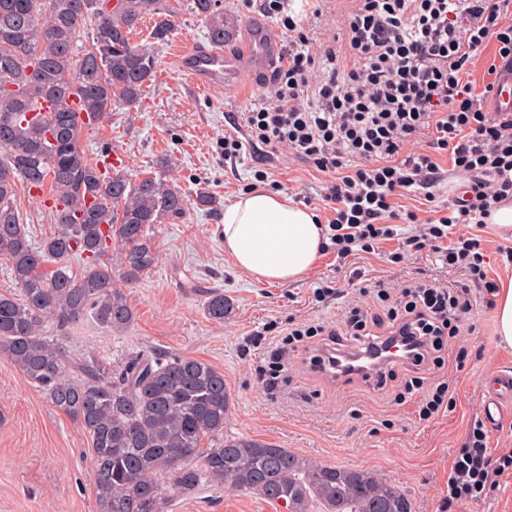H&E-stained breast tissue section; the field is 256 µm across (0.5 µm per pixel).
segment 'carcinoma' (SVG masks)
Returning a JSON list of instances; mask_svg holds the SVG:
<instances>
[{
    "instance_id": "obj_1",
    "label": "carcinoma",
    "mask_w": 512,
    "mask_h": 512,
    "mask_svg": "<svg viewBox=\"0 0 512 512\" xmlns=\"http://www.w3.org/2000/svg\"><path fill=\"white\" fill-rule=\"evenodd\" d=\"M0 0V259L17 292L0 293V360L65 413L88 438L98 512H168L205 483L253 493L287 512H412L398 485L372 469L304 458L276 445L224 437L230 394L224 374L189 356L146 352L117 366L74 357L65 335L85 321L113 333L134 319L119 283L156 266L148 234L179 218L187 200L162 176L109 177L83 146L118 102L136 104L157 68L129 35L147 15L164 43L176 21L167 0ZM211 43L229 37L222 0H193ZM94 27L86 28L88 18ZM88 45H83V40ZM47 112L32 114L40 102ZM52 201L54 229L32 242L15 206L17 183ZM78 261L75 268L72 261ZM53 266L46 273L43 267ZM218 322L222 292L205 300ZM210 447H201L204 439Z\"/></svg>"
}]
</instances>
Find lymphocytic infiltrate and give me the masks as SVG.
Returning <instances> with one entry per match:
<instances>
[{
    "mask_svg": "<svg viewBox=\"0 0 512 512\" xmlns=\"http://www.w3.org/2000/svg\"><path fill=\"white\" fill-rule=\"evenodd\" d=\"M245 2L276 19L288 48L263 80L270 102L243 115L245 136L225 133V159L245 164L265 181L267 171L244 150L259 144L328 175L320 197L331 213L326 234L339 260L374 253L395 236L396 225L410 224L413 232L389 254L390 262L431 253L468 277L451 286L418 279L398 288L380 280L371 292L352 272L346 287H357L359 298L347 305L340 323L289 328L269 350V363L275 375L282 372L316 336L361 345L403 337L412 354L404 393L418 397L420 420H433L454 404L455 391L449 380L425 384L423 371L444 367L447 340L459 336L477 307L492 308L497 294L481 239L462 234L452 241L448 230L489 223L501 203L512 201V115L485 109L496 77L512 70V0H352L337 33L320 39L285 13L284 0ZM490 45L495 51L484 57ZM480 61L491 80L478 93L469 76ZM444 154L468 182L452 203L439 206L436 189L445 174L437 158ZM410 192L432 203L427 219L399 206ZM370 293L374 302H365ZM375 304L386 314L372 313ZM275 375L267 388L276 386ZM508 472L512 450L492 452L483 424L473 423L448 474V512H461Z\"/></svg>",
    "mask_w": 512,
    "mask_h": 512,
    "instance_id": "1",
    "label": "lymphocytic infiltrate"
}]
</instances>
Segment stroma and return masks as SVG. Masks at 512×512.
I'll return each instance as SVG.
<instances>
[{
	"mask_svg": "<svg viewBox=\"0 0 512 512\" xmlns=\"http://www.w3.org/2000/svg\"><path fill=\"white\" fill-rule=\"evenodd\" d=\"M176 26L167 42L153 39L154 17L141 20L130 39L154 50L155 77L138 104H116L110 121L91 130L84 146L91 158L110 151L120 171L131 179L165 174L187 199L180 218L152 225L159 261L126 294L133 324L113 333L90 324L72 340L73 353L95 354L116 363L150 350L202 359L224 374L231 394L224 434L276 444L318 462L373 469L398 484L415 512H442L448 496V472L480 406L486 376L512 372V348L502 346L493 312L473 316L470 346L482 348L480 359L463 370L449 369L456 403L431 421L420 420L417 403H396V383L375 389L355 380L331 383L299 363L283 372L274 391L258 378L266 351L289 323L339 322L342 305L316 302L319 283L343 279L335 252L322 255L302 280L268 285L253 280L224 252L223 211L243 195L251 172L226 162L220 149L225 132L238 128L244 112L268 100L248 71L240 86L221 85L197 91L178 67L184 51L208 45L204 22L192 0H167ZM276 191L311 198L320 219L330 211L316 197L323 179L305 164L281 154L263 158ZM216 199L214 209L198 207L197 193ZM483 241L485 266L495 281L512 278V264L501 259L512 235L496 225H471ZM397 240L383 241L378 253L361 254L356 266L364 284L382 280L401 284L426 272L442 284L462 280L458 271L437 265L434 257L386 259ZM212 291L233 304L224 322L210 319L204 302ZM88 440L74 422L52 407L15 368L0 361V512H96ZM169 512H286L254 494L228 487L201 486L179 499Z\"/></svg>",
	"mask_w": 512,
	"mask_h": 512,
	"instance_id": "35a3bbf8",
	"label": "stroma"
}]
</instances>
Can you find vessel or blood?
Segmentation results:
<instances>
[{"label":"vessel or blood","mask_w":512,"mask_h":512,"mask_svg":"<svg viewBox=\"0 0 512 512\" xmlns=\"http://www.w3.org/2000/svg\"><path fill=\"white\" fill-rule=\"evenodd\" d=\"M252 38L243 54L236 56L220 47H200L181 58V69L204 90L214 85L234 87L243 78V62H250L255 68H268L277 64L281 57V43L267 24L260 19L250 23ZM492 112H512V73L504 74L498 91L488 102ZM316 373L328 381L342 379L347 370L375 374L383 368L399 362V355L389 348L378 347L369 351L360 346L347 345L337 349H326L318 354ZM512 407V373H497L485 386L481 404V416L488 425H496L507 408Z\"/></svg>","instance_id":"1"}]
</instances>
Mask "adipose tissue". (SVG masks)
<instances>
[{
	"mask_svg": "<svg viewBox=\"0 0 512 512\" xmlns=\"http://www.w3.org/2000/svg\"><path fill=\"white\" fill-rule=\"evenodd\" d=\"M222 233L236 266L266 284L303 279L327 242L313 210L268 189L250 191L226 208Z\"/></svg>",
	"mask_w": 512,
	"mask_h": 512,
	"instance_id": "ef3b65f1",
	"label": "adipose tissue"
}]
</instances>
